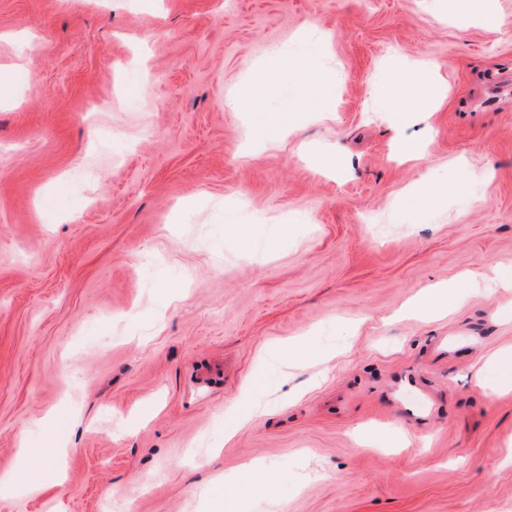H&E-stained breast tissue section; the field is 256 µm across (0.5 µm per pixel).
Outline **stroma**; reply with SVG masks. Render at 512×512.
I'll return each mask as SVG.
<instances>
[{
	"label": "stroma",
	"instance_id": "1",
	"mask_svg": "<svg viewBox=\"0 0 512 512\" xmlns=\"http://www.w3.org/2000/svg\"><path fill=\"white\" fill-rule=\"evenodd\" d=\"M493 12L0 0V512H512V391L472 370L512 351V288L484 278L512 268ZM424 66L443 96L414 112L395 77ZM259 72L258 112L228 108ZM247 385L268 413L225 440ZM61 443L65 480L31 492L22 451ZM251 461L276 481L244 496ZM456 288H465L464 286H449L432 288L429 290L422 300H420L413 310L422 317H431L444 311L448 304L457 297Z\"/></svg>",
	"mask_w": 512,
	"mask_h": 512
}]
</instances>
